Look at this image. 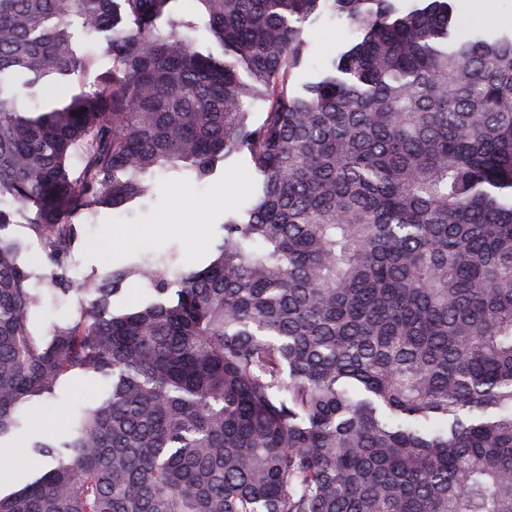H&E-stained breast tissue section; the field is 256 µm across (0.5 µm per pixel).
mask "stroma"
I'll return each instance as SVG.
<instances>
[{
	"label": "stroma",
	"mask_w": 512,
	"mask_h": 512,
	"mask_svg": "<svg viewBox=\"0 0 512 512\" xmlns=\"http://www.w3.org/2000/svg\"><path fill=\"white\" fill-rule=\"evenodd\" d=\"M453 5L459 36H468L487 24L495 30L512 29V0H497V12L491 22L475 2L466 11L461 8L462 0H453ZM305 30L309 40L308 59L295 74L294 83L298 86L311 81L317 71L329 66L336 53L357 37L345 20L327 11L312 15ZM151 179L153 194L144 201L119 210L90 205L75 216L84 243L67 260L73 281H82L104 269L143 257L171 256L176 266L184 270L204 267L214 253L225 214L248 207L256 174L249 156L243 153L201 182L188 173L164 171L154 172ZM122 225L134 228L137 237L130 247L117 249L112 245V230ZM12 232L30 245L24 259L37 274L34 286L40 295V303L33 311V323L38 331H47L71 317L77 297L52 289L47 279L51 265L26 222L13 225ZM100 382L95 374L75 377L59 388L54 398L27 407L22 426L11 438L13 445L26 447L32 437L44 431L63 435L76 410L97 390Z\"/></svg>",
	"instance_id": "35a3bbf8"
}]
</instances>
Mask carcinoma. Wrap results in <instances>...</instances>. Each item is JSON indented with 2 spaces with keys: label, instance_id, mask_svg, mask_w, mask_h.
<instances>
[{
  "label": "carcinoma",
  "instance_id": "obj_1",
  "mask_svg": "<svg viewBox=\"0 0 512 512\" xmlns=\"http://www.w3.org/2000/svg\"><path fill=\"white\" fill-rule=\"evenodd\" d=\"M176 2L0 0V448L66 378L112 379L0 512H512V30L460 38L451 0H195L216 55ZM322 7L357 39L298 92ZM76 29L112 52L89 84ZM242 152L260 185L206 267L73 288L86 200ZM20 212L80 295L46 334Z\"/></svg>",
  "mask_w": 512,
  "mask_h": 512
}]
</instances>
